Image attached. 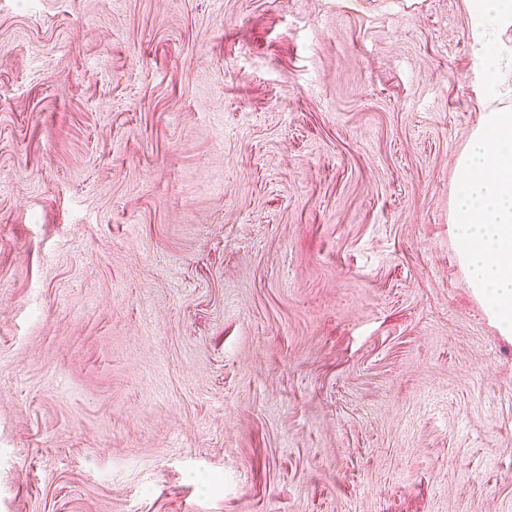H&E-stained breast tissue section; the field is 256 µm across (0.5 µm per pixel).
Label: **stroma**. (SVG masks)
Here are the masks:
<instances>
[{
	"mask_svg": "<svg viewBox=\"0 0 512 512\" xmlns=\"http://www.w3.org/2000/svg\"><path fill=\"white\" fill-rule=\"evenodd\" d=\"M467 0H0V512H512L465 284Z\"/></svg>",
	"mask_w": 512,
	"mask_h": 512,
	"instance_id": "1",
	"label": "stroma"
}]
</instances>
